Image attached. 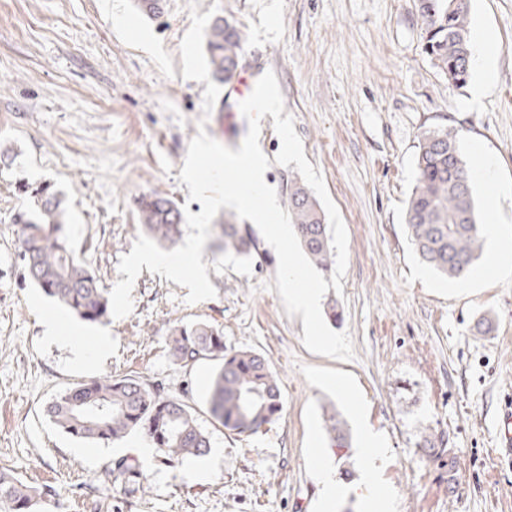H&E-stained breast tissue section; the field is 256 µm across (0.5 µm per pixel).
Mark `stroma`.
Masks as SVG:
<instances>
[{
	"label": "stroma",
	"mask_w": 512,
	"mask_h": 512,
	"mask_svg": "<svg viewBox=\"0 0 512 512\" xmlns=\"http://www.w3.org/2000/svg\"><path fill=\"white\" fill-rule=\"evenodd\" d=\"M211 10L240 28L241 65L262 59L275 73L305 157L346 226L343 290L322 303L337 306L332 328L349 333L354 357L304 347L302 317L286 313L267 242L241 259L213 237L202 260L216 297L187 303V288L145 269L132 313L102 322L108 346L87 332L45 338L43 313L80 320L24 276L13 222L25 204L19 184L50 182L64 194L72 243L110 289L141 232L138 198L158 192L200 213L179 180L190 140L203 128L236 150L248 123L239 113L203 114L205 83L183 77L187 0H164L156 19L134 0H0V152L9 154L0 163V471L53 487L54 512H318L312 448L329 450L335 473L350 469L346 483L357 485L366 428L384 441L377 478L393 512H512V469L490 454L512 401V273L487 271L491 254L512 246V0H472V40L492 37L495 66L473 68L461 88L425 53L415 0H198L199 13ZM448 126L475 163L483 223L503 229L455 282L425 271L405 221L419 138ZM259 142L271 160L264 180L287 206L298 172L274 162L272 116ZM484 316L492 327L480 335L473 326ZM197 321L223 327L226 347L268 359L284 397L277 421L233 435L212 420V364L186 370L169 356V327ZM125 374L193 405L220 456L170 467L159 452L141 455L143 433L97 444L46 416V404L76 383ZM329 407L349 429L341 455L323 429ZM120 457L144 474L136 492L102 482ZM192 466L204 477L193 478Z\"/></svg>",
	"instance_id": "35a3bbf8"
}]
</instances>
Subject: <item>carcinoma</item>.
Segmentation results:
<instances>
[{
    "label": "carcinoma",
    "mask_w": 512,
    "mask_h": 512,
    "mask_svg": "<svg viewBox=\"0 0 512 512\" xmlns=\"http://www.w3.org/2000/svg\"><path fill=\"white\" fill-rule=\"evenodd\" d=\"M472 0H417L425 25V50L448 84L464 87L471 76ZM242 34L236 25L215 19L206 31V52L213 76L227 79L239 65ZM415 184L406 206L410 241L419 258L448 280L466 276L483 249L481 224L474 200L473 165L469 164L455 128L421 134L415 158ZM143 229L158 242L173 244L181 236L184 216L172 199L144 195L137 201ZM288 213L302 250L314 266L328 273L333 253L323 210L300 180L288 193ZM21 227L20 259L27 277L50 298L80 319L97 323L109 312V299L99 279L73 249L66 232L62 194L51 185L30 191V202L13 218ZM220 247L249 257L257 241L246 224L224 219ZM174 364L191 369L211 362L215 373L207 399L211 418L233 434H254L274 423L284 402L268 360L247 349L224 345V329L206 322L175 325L169 332ZM50 420L68 435L110 444L132 432L144 433L163 462L180 465L207 454L210 440L192 406L135 375L103 376L66 389L46 406ZM325 433L345 442L346 423L335 411L325 414ZM143 473L119 458L105 471L104 481L131 492ZM51 487L36 489L0 472V512H51Z\"/></svg>",
    "instance_id": "obj_1"
}]
</instances>
